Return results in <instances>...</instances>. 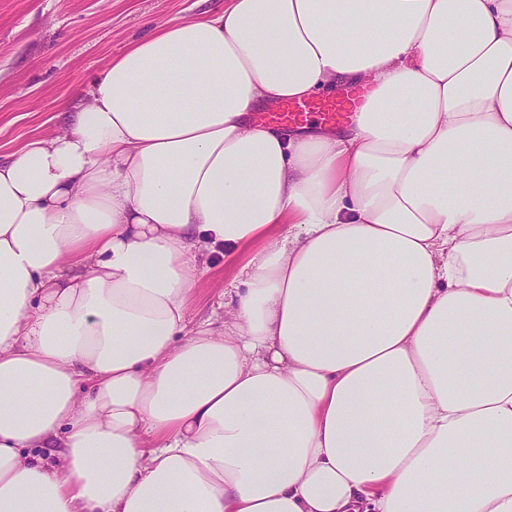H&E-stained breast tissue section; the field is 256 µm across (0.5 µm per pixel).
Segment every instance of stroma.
I'll return each instance as SVG.
<instances>
[{
    "label": "stroma",
    "mask_w": 512,
    "mask_h": 512,
    "mask_svg": "<svg viewBox=\"0 0 512 512\" xmlns=\"http://www.w3.org/2000/svg\"><path fill=\"white\" fill-rule=\"evenodd\" d=\"M224 0H0V156L28 136L61 125L59 104L149 24L192 18ZM212 271L190 301L198 324L224 301L238 266L211 257Z\"/></svg>",
    "instance_id": "1"
}]
</instances>
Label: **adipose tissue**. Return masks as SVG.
Instances as JSON below:
<instances>
[{
    "mask_svg": "<svg viewBox=\"0 0 512 512\" xmlns=\"http://www.w3.org/2000/svg\"><path fill=\"white\" fill-rule=\"evenodd\" d=\"M65 117L0 159V512H512V0H224ZM344 94L335 92L332 95L319 96L313 99L336 98ZM358 94V91H352L348 97L319 102L309 100L285 101L274 112H267L271 107L266 111H264L266 108L262 109L260 112H267L264 118L269 121L268 123L273 122L270 124H279L284 127L302 124L312 113L318 114L325 125L340 127L350 121ZM248 252L240 263L229 266L224 265V253L218 252L212 255V271L210 277L203 282L196 294L190 301L188 320L190 326L206 320L213 316V311L221 312L218 305L229 300V294L224 298V285L227 286L234 280L240 270V267L249 258Z\"/></svg>",
    "mask_w": 512,
    "mask_h": 512,
    "instance_id": "adipose-tissue-1",
    "label": "adipose tissue"
}]
</instances>
